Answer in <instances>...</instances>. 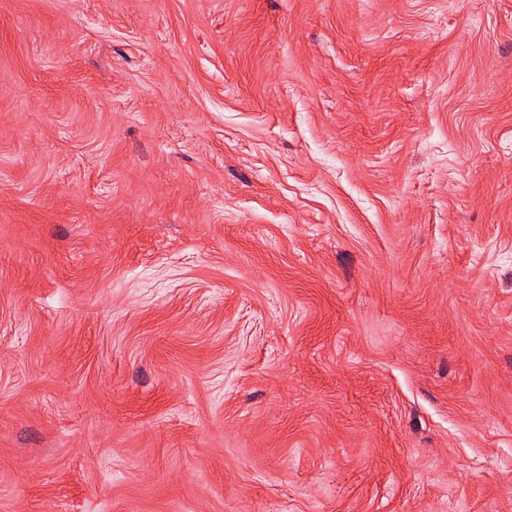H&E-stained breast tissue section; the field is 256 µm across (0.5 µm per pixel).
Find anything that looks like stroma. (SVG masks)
I'll return each instance as SVG.
<instances>
[{"label":"stroma","mask_w":512,"mask_h":512,"mask_svg":"<svg viewBox=\"0 0 512 512\" xmlns=\"http://www.w3.org/2000/svg\"><path fill=\"white\" fill-rule=\"evenodd\" d=\"M0 512H512V0H0Z\"/></svg>","instance_id":"1"}]
</instances>
